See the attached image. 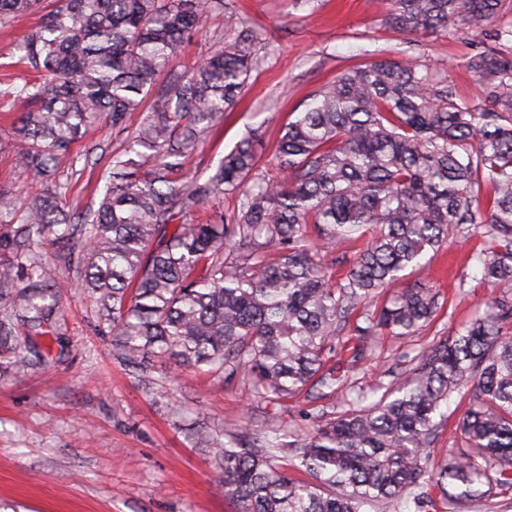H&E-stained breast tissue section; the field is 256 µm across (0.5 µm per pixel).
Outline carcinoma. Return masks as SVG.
Returning a JSON list of instances; mask_svg holds the SVG:
<instances>
[{"label": "carcinoma", "mask_w": 512, "mask_h": 512, "mask_svg": "<svg viewBox=\"0 0 512 512\" xmlns=\"http://www.w3.org/2000/svg\"><path fill=\"white\" fill-rule=\"evenodd\" d=\"M501 0H387L402 32L436 33L463 16L476 34ZM0 0V27L40 23L16 47L36 81L0 89L15 116L0 152L45 180L21 200L0 189V362L33 367L57 350L64 266L92 299L98 332L129 366L156 360L208 367L225 382L242 373L260 397H341L346 373L384 335L413 336L442 308L440 295L402 288L379 310L374 294L422 266L453 230L482 224L472 256L503 297L368 401L314 416L312 431L244 447L210 438L224 494L238 512H368L384 502L421 512L429 490L454 509L512 495V55L471 56L482 105L409 60L355 65L315 90L282 129L280 176L263 171L253 136L202 178L184 175L201 138L248 86L256 57L239 36L192 67L185 42L224 0ZM164 78L154 90L158 78ZM145 117L98 202L62 206L79 162L71 150L100 120L120 133ZM233 194L232 211L220 208ZM211 205L205 218L197 208ZM330 248L368 236L339 279L306 243ZM80 240L75 250L71 242ZM56 246L48 259L43 247ZM353 325L345 361L336 336ZM464 448L428 466L429 447L453 397ZM310 476L281 470L280 462Z\"/></svg>", "instance_id": "cac0c4a2"}]
</instances>
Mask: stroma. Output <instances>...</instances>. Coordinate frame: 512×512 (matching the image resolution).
Wrapping results in <instances>:
<instances>
[{
  "label": "stroma",
  "mask_w": 512,
  "mask_h": 512,
  "mask_svg": "<svg viewBox=\"0 0 512 512\" xmlns=\"http://www.w3.org/2000/svg\"><path fill=\"white\" fill-rule=\"evenodd\" d=\"M224 9L245 21L256 66L244 96L189 159L187 171L198 175L253 131L260 134L262 163L276 175L290 113L347 68L378 57L414 61L475 99L467 59L495 45L492 36L474 37L461 18L435 34L397 31L385 0H224ZM39 21L36 14L23 16L0 29V82L33 80L14 65L12 52ZM239 33L225 28L223 14L211 15L186 47L184 65ZM121 142L104 123L77 143L94 162L72 182L65 199L70 211L96 198ZM485 243L480 231L455 233L428 253L425 269L408 270L402 286L429 283L445 308L413 337L375 339L349 376L352 386L399 381L418 355L483 311L493 289L472 255ZM60 275L68 285L65 356L21 372L0 369V512H237L210 448L188 428L224 440L268 429L307 432L306 395L260 399L243 377L222 383L206 370L165 361L147 374L134 370L98 334L92 303L74 273Z\"/></svg>",
  "instance_id": "1"
}]
</instances>
